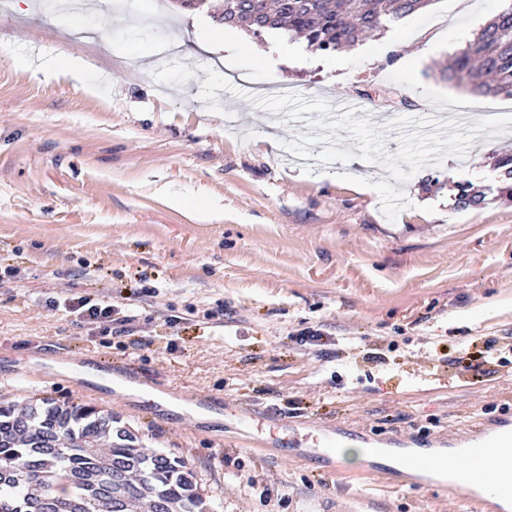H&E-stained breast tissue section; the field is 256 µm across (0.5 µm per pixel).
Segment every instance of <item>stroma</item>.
I'll list each match as a JSON object with an SVG mask.
<instances>
[{
	"mask_svg": "<svg viewBox=\"0 0 512 512\" xmlns=\"http://www.w3.org/2000/svg\"><path fill=\"white\" fill-rule=\"evenodd\" d=\"M217 4L112 0L81 41L67 17L0 0V271H16L0 280V403L112 411L192 465L206 512H470L363 460L332 472L281 447L276 420L436 434L512 412V351L483 372L451 357L512 336V132L409 133L512 109L440 75L507 0H434L335 53L239 29L226 53ZM58 54L83 59L85 84L35 77ZM463 184L481 204L459 207ZM85 293L138 322L118 336L44 306ZM307 328L325 348L294 342ZM86 350L156 391L223 397L224 415L196 428L31 368ZM245 408L262 432L242 431Z\"/></svg>",
	"mask_w": 512,
	"mask_h": 512,
	"instance_id": "obj_1",
	"label": "stroma"
}]
</instances>
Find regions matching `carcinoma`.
<instances>
[{"instance_id": "obj_1", "label": "carcinoma", "mask_w": 512, "mask_h": 512, "mask_svg": "<svg viewBox=\"0 0 512 512\" xmlns=\"http://www.w3.org/2000/svg\"><path fill=\"white\" fill-rule=\"evenodd\" d=\"M433 0H222L217 21L271 28L335 52ZM444 77L512 98V6L457 54ZM193 469L142 448L108 410L49 398L0 405V512H204Z\"/></svg>"}]
</instances>
